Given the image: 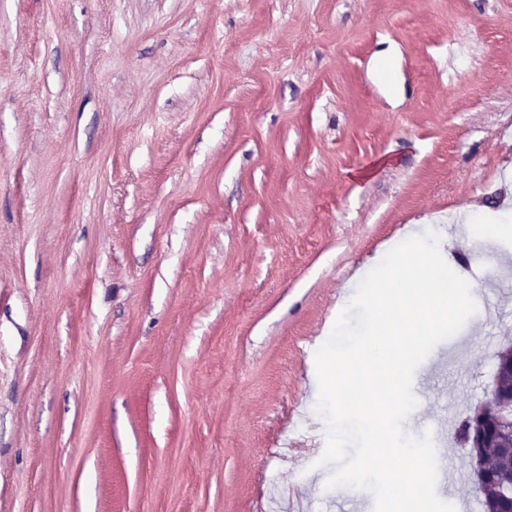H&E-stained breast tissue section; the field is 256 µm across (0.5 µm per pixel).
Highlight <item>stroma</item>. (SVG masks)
I'll return each instance as SVG.
<instances>
[{"mask_svg":"<svg viewBox=\"0 0 512 512\" xmlns=\"http://www.w3.org/2000/svg\"><path fill=\"white\" fill-rule=\"evenodd\" d=\"M512 0H0V512H359L305 403L354 272L512 209ZM407 429L494 384L512 239Z\"/></svg>","mask_w":512,"mask_h":512,"instance_id":"1","label":"stroma"}]
</instances>
